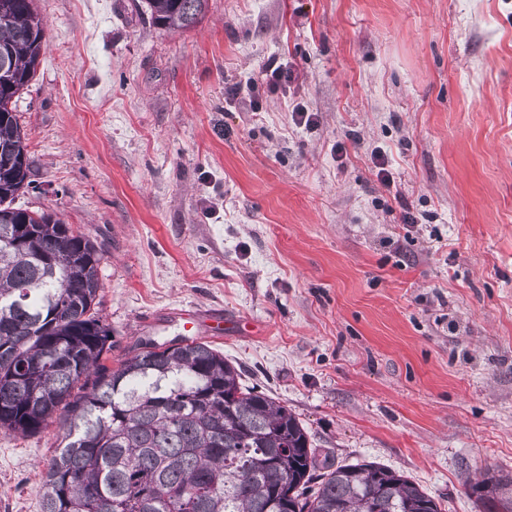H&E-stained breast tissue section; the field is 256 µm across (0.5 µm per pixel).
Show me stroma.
<instances>
[{
	"mask_svg": "<svg viewBox=\"0 0 512 512\" xmlns=\"http://www.w3.org/2000/svg\"><path fill=\"white\" fill-rule=\"evenodd\" d=\"M34 5L15 204L101 247L113 358L220 315L328 463L479 512L475 471L512 473V0H209L177 34L143 0ZM56 446L0 431V512H40Z\"/></svg>",
	"mask_w": 512,
	"mask_h": 512,
	"instance_id": "35a3bbf8",
	"label": "stroma"
}]
</instances>
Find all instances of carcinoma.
<instances>
[{
  "instance_id": "cac0c4a2",
  "label": "carcinoma",
  "mask_w": 512,
  "mask_h": 512,
  "mask_svg": "<svg viewBox=\"0 0 512 512\" xmlns=\"http://www.w3.org/2000/svg\"><path fill=\"white\" fill-rule=\"evenodd\" d=\"M145 4L172 33L208 9ZM45 43L33 0H0V431L23 438L58 425L40 512H441L376 462L338 465L309 487L318 458L302 422L206 342L148 341L106 364L100 250L55 214L13 206L30 181L12 100ZM471 488L482 512H512L511 473Z\"/></svg>"
}]
</instances>
